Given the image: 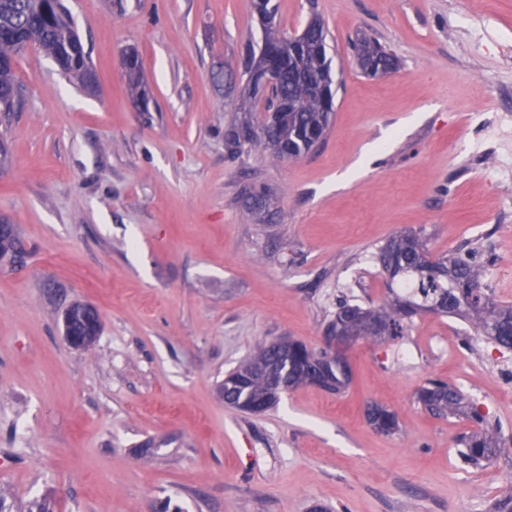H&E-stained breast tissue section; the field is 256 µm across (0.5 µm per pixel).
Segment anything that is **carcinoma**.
Wrapping results in <instances>:
<instances>
[{"label": "carcinoma", "instance_id": "carcinoma-1", "mask_svg": "<svg viewBox=\"0 0 512 512\" xmlns=\"http://www.w3.org/2000/svg\"><path fill=\"white\" fill-rule=\"evenodd\" d=\"M254 10L263 26V45L278 46L288 41L280 33L275 16L277 5L272 0H254ZM306 49L298 57L284 52L280 56L276 94L282 101H291V108L281 113L276 130L279 141L290 145L286 152L271 144L263 122L250 115L258 102L251 85L245 84L244 111L248 115L225 128L224 147L235 155L243 149L261 151L273 160L299 159L326 137L335 98L331 76V59L327 51V34L323 24L314 19L304 29ZM33 42L40 51L57 63L60 73L88 91L84 72L93 71L89 54L67 14L62 0H0V104L14 111L21 98V85L15 74L18 58L26 52V44ZM354 55L373 63L374 70L363 69L370 77H378L393 66L389 49L378 40L364 37L352 45ZM128 92L133 102L148 107V92L141 82V62L137 53L129 54L126 62ZM251 130L242 137V128ZM378 260L390 284L401 281L414 286L406 296L390 290L391 296L376 306L364 308L337 299L336 314L329 321L335 325L343 319L352 322L359 339H381L374 330L379 323L386 336L404 334L412 318L421 312L469 319L478 332L499 347L512 350V304L495 300L484 283L486 260L482 251L469 248L465 256L431 255L428 241L419 232L400 231L378 249ZM269 358V346L259 345L251 356L224 377V403L243 409L263 400L269 391L265 379L257 376L248 390L240 391L234 381ZM322 366L340 392L349 381L346 361L333 359L324 351L308 348L296 342L295 361L280 375L292 390L308 384L309 371ZM416 402L438 416L462 417L470 421L471 431L460 437V456L471 467H482L501 453L498 437L484 428V417L471 408L463 392L455 385L440 379H428L417 390ZM368 422L382 433L398 430L397 414L376 403L365 407Z\"/></svg>", "mask_w": 512, "mask_h": 512}]
</instances>
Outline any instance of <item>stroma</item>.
I'll return each instance as SVG.
<instances>
[{
  "mask_svg": "<svg viewBox=\"0 0 512 512\" xmlns=\"http://www.w3.org/2000/svg\"><path fill=\"white\" fill-rule=\"evenodd\" d=\"M276 2L285 35L323 23L336 88L324 143L297 160L224 149L242 115L236 63L261 38L252 0H63L92 94L43 52L19 58L0 177L26 252L0 268L7 512H488L512 484V352L444 316L358 340L342 393L304 385L260 415L219 393L258 344L321 346L337 295L381 301L375 252L399 231L437 255L484 249L486 284L512 303V0ZM363 33L393 72L362 74ZM131 50L145 112L126 93ZM253 188L272 199L259 221ZM77 301L103 320L86 351L59 324ZM430 378L499 428L490 465L462 466L466 423L417 405ZM369 402L397 413L398 433L369 425Z\"/></svg>",
  "mask_w": 512,
  "mask_h": 512,
  "instance_id": "stroma-1",
  "label": "stroma"
}]
</instances>
